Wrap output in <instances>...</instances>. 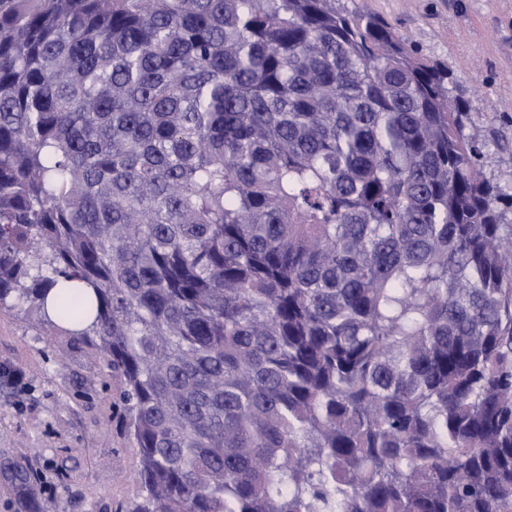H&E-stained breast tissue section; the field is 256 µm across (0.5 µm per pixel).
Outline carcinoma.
<instances>
[{"mask_svg": "<svg viewBox=\"0 0 512 512\" xmlns=\"http://www.w3.org/2000/svg\"><path fill=\"white\" fill-rule=\"evenodd\" d=\"M470 111L340 0H0V306L123 378L128 512H512Z\"/></svg>", "mask_w": 512, "mask_h": 512, "instance_id": "obj_1", "label": "carcinoma"}]
</instances>
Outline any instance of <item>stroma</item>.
I'll list each match as a JSON object with an SVG mask.
<instances>
[{"label": "stroma", "instance_id": "obj_1", "mask_svg": "<svg viewBox=\"0 0 512 512\" xmlns=\"http://www.w3.org/2000/svg\"><path fill=\"white\" fill-rule=\"evenodd\" d=\"M382 18L472 98L483 170L512 178V0H342ZM124 381L89 343L0 307V512H125L140 493Z\"/></svg>", "mask_w": 512, "mask_h": 512}]
</instances>
